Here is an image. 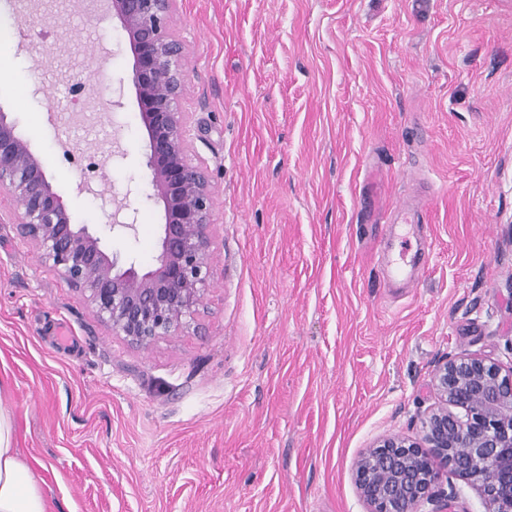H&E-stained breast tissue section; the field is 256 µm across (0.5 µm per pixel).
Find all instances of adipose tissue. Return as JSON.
<instances>
[{
	"label": "adipose tissue",
	"instance_id": "obj_1",
	"mask_svg": "<svg viewBox=\"0 0 512 512\" xmlns=\"http://www.w3.org/2000/svg\"><path fill=\"white\" fill-rule=\"evenodd\" d=\"M0 512H48L40 479L13 446L12 415L1 407Z\"/></svg>",
	"mask_w": 512,
	"mask_h": 512
}]
</instances>
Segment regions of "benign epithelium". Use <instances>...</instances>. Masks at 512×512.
<instances>
[{
	"instance_id": "obj_1",
	"label": "benign epithelium",
	"mask_w": 512,
	"mask_h": 512,
	"mask_svg": "<svg viewBox=\"0 0 512 512\" xmlns=\"http://www.w3.org/2000/svg\"><path fill=\"white\" fill-rule=\"evenodd\" d=\"M137 54L133 73L147 126L152 197L163 204L159 252L142 272L108 255L85 224L73 223L40 158L0 113V191L16 200L15 224L45 261L78 290L99 319L136 347L173 336L208 286L213 193L190 158L189 115L181 111L185 46L169 19L176 0H107ZM431 383L437 403L417 438L387 436L366 449L355 484L368 512H422L458 497L455 481L477 491L486 512H512V369L479 356H444Z\"/></svg>"
}]
</instances>
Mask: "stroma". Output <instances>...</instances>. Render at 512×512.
I'll list each match as a JSON object with an SVG mask.
<instances>
[{
  "mask_svg": "<svg viewBox=\"0 0 512 512\" xmlns=\"http://www.w3.org/2000/svg\"><path fill=\"white\" fill-rule=\"evenodd\" d=\"M171 28L210 285L135 347L0 223L14 445L49 512H367L355 462L417 437L434 362L512 366V0H177ZM133 70L104 7L0 0V111L74 223L146 270L164 213ZM402 252L418 274L392 288Z\"/></svg>",
  "mask_w": 512,
  "mask_h": 512,
  "instance_id": "35a3bbf8",
  "label": "stroma"
}]
</instances>
